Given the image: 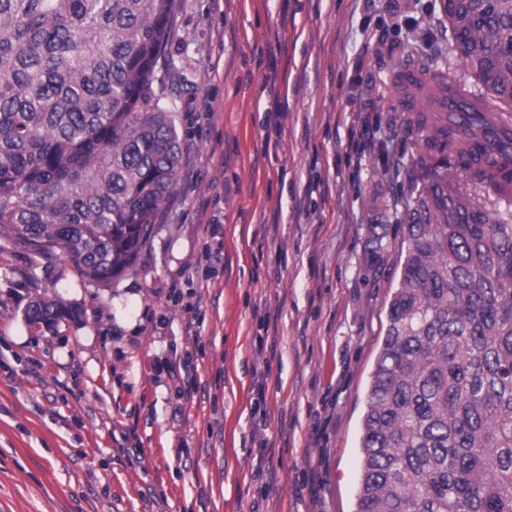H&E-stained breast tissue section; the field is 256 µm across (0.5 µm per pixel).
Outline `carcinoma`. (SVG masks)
<instances>
[{
	"label": "carcinoma",
	"mask_w": 512,
	"mask_h": 512,
	"mask_svg": "<svg viewBox=\"0 0 512 512\" xmlns=\"http://www.w3.org/2000/svg\"><path fill=\"white\" fill-rule=\"evenodd\" d=\"M180 0H0V238L109 288L175 194L177 105L159 66ZM453 50L497 110L417 112L440 156L408 189L367 391L355 512H512V169L479 156L512 114V0H444ZM456 73L400 84L432 106ZM453 168H448V160ZM472 173V184L461 174ZM78 310L38 299L29 323Z\"/></svg>",
	"instance_id": "obj_1"
}]
</instances>
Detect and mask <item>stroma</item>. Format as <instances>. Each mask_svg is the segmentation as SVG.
<instances>
[{"label": "stroma", "instance_id": "1", "mask_svg": "<svg viewBox=\"0 0 512 512\" xmlns=\"http://www.w3.org/2000/svg\"><path fill=\"white\" fill-rule=\"evenodd\" d=\"M168 51L177 193L134 271L104 288L0 239V512H354L429 160L395 85L416 61L482 87L440 0H182ZM44 294L79 317L31 326Z\"/></svg>", "mask_w": 512, "mask_h": 512}]
</instances>
